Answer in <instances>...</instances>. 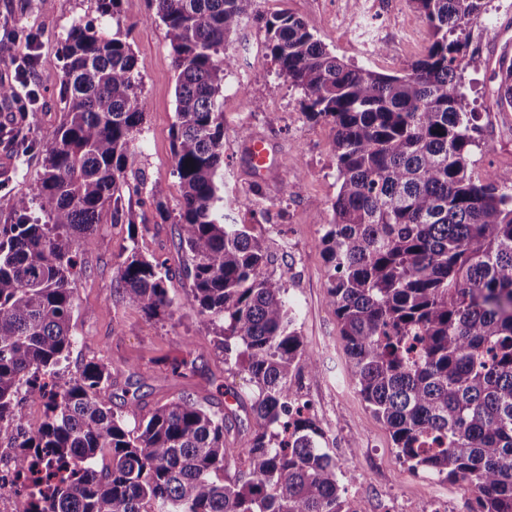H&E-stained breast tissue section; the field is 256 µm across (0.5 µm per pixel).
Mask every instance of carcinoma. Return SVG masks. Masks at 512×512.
<instances>
[{
	"label": "carcinoma",
	"instance_id": "carcinoma-1",
	"mask_svg": "<svg viewBox=\"0 0 512 512\" xmlns=\"http://www.w3.org/2000/svg\"><path fill=\"white\" fill-rule=\"evenodd\" d=\"M256 0H150L177 74L173 158L187 302L224 363L249 377L257 429L227 447L229 414L191 397L145 413L112 407L89 361L64 388L73 290L122 179L148 102L129 32L92 21L61 47L65 120L48 133L28 195H0V427L18 466L71 477L24 512H363L345 496L324 431L288 380L319 370L288 286L263 273L264 238L224 212V50ZM430 40L402 73L347 64L299 18L259 16L301 108L335 130L339 190L315 217L327 300L348 374L413 471L472 481L468 512H512V170L472 175L481 127L463 91L466 29L484 0H410ZM121 0H95L115 19ZM494 91L512 112V58ZM117 285L149 318L171 306L166 261L119 254ZM43 407L33 424L27 407Z\"/></svg>",
	"mask_w": 512,
	"mask_h": 512
}]
</instances>
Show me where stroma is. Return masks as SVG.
<instances>
[{"mask_svg": "<svg viewBox=\"0 0 512 512\" xmlns=\"http://www.w3.org/2000/svg\"><path fill=\"white\" fill-rule=\"evenodd\" d=\"M257 9L264 14L288 10L339 59L383 73L403 72L429 42L428 27L411 0H368L364 6L358 0H257ZM0 14L13 19L12 27L0 30V81L10 82L27 51V34H35L39 43L33 87L38 101L26 117L27 140L20 146L0 143V194L20 195L31 192L43 171L46 133L64 119L61 45L75 22L97 18V13L94 0H0ZM101 26L107 32L118 26L129 31L149 110L131 148L123 214L116 218L103 212L95 244L85 257L74 290L77 342L57 381L68 382L84 363L96 360L110 375L113 406L135 401L148 411L184 394L209 399L232 414L230 446L244 447L256 428L249 406L236 399L248 389L247 376L225 364L196 308L187 304L189 288L181 274L186 256L178 246V226L160 219L149 195L152 184H161L170 214H177L180 187L171 147L176 73L166 28L153 17L148 0H122L117 20H102ZM468 32L474 58L464 72V92L482 128L473 166L480 178L490 168L512 170V112L498 111L493 96L495 62L502 52L512 53V0H485L483 14ZM264 36L261 23L249 20L229 40L224 208L265 239L271 261L264 272L287 282L304 346L320 360L319 373L293 379L291 385L309 402L348 496L360 501L365 512H455L463 488L412 471L347 376L340 326L327 300V272L318 245L322 228L314 222L339 188L335 131L302 112V93L279 76L266 54ZM253 99L261 102V110H252ZM244 127L252 137L265 139L276 158L263 175H255L241 150L239 131ZM300 169L305 177L298 181L294 174ZM256 183L269 210L268 220L260 223L247 206ZM132 243L143 255L166 260L173 273L167 283L172 301L167 316L147 318L122 298L117 261ZM176 365L181 373H173Z\"/></svg>", "mask_w": 512, "mask_h": 512, "instance_id": "obj_1", "label": "stroma"}]
</instances>
